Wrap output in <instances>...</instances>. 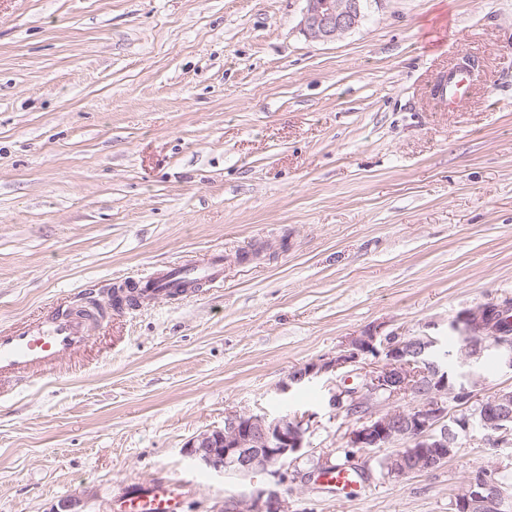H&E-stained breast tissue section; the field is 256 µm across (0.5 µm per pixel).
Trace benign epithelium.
I'll return each mask as SVG.
<instances>
[{"label":"benign epithelium","mask_w":512,"mask_h":512,"mask_svg":"<svg viewBox=\"0 0 512 512\" xmlns=\"http://www.w3.org/2000/svg\"><path fill=\"white\" fill-rule=\"evenodd\" d=\"M300 29L315 41H331L355 29L362 20L363 0H305ZM485 303L467 309L448 322L465 342L458 352L455 376L448 379V361L441 357L435 336H380L368 329L349 337L331 358L294 367L278 385L290 391L343 368L363 366L367 358L378 365L364 371L357 388L330 389L328 404L334 410L358 416L345 435L349 448L362 452L391 448L386 458L390 477L431 472L448 462L457 448L458 434L448 427L449 403L468 394L466 384L478 377L475 359L480 346L490 340L506 369L512 371V336L495 334ZM415 394L416 405L398 409L395 403ZM483 422L503 444L512 438V390L499 389L482 412ZM309 419L298 414L230 412L224 427L203 431L187 441L184 453L191 461L214 473L243 479L269 475L281 484L288 462L306 458L313 473L332 465V452L316 454L309 440ZM504 499L501 484L490 476H469L454 498L455 512H499ZM49 512H86L79 497L61 499ZM226 512H290L288 501L274 490L256 489L235 500Z\"/></svg>","instance_id":"1"}]
</instances>
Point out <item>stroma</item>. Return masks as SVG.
I'll return each instance as SVG.
<instances>
[{
  "mask_svg": "<svg viewBox=\"0 0 512 512\" xmlns=\"http://www.w3.org/2000/svg\"><path fill=\"white\" fill-rule=\"evenodd\" d=\"M305 0H0V329L201 256L224 278L113 312L52 374L0 384V512L67 496L119 512L161 479L185 512L269 485L184 446L231 410L352 419L295 366L368 329L446 337L512 299V0H368L329 42ZM482 78L451 112L426 90L460 54ZM440 469L339 495L288 481L293 512H453L512 447L478 434Z\"/></svg>",
  "mask_w": 512,
  "mask_h": 512,
  "instance_id": "35a3bbf8",
  "label": "stroma"
}]
</instances>
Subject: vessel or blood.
Segmentation results:
<instances>
[{
  "mask_svg": "<svg viewBox=\"0 0 512 512\" xmlns=\"http://www.w3.org/2000/svg\"><path fill=\"white\" fill-rule=\"evenodd\" d=\"M468 86V79L462 76L442 79L433 84L430 94L444 108L460 103ZM223 271L224 260L220 257L205 264L194 262L164 269L153 279L145 299L150 302L175 291L185 296L192 294L198 282L217 278ZM92 325L91 315L82 308H56L19 330H0V378L21 381L30 374L51 370L59 359L73 356L86 346ZM321 482L339 492L360 488L353 472L340 467L323 476ZM181 501L178 483L162 481L149 495L126 502L124 512H180Z\"/></svg>",
  "mask_w": 512,
  "mask_h": 512,
  "instance_id": "obj_1",
  "label": "vessel or blood"
}]
</instances>
